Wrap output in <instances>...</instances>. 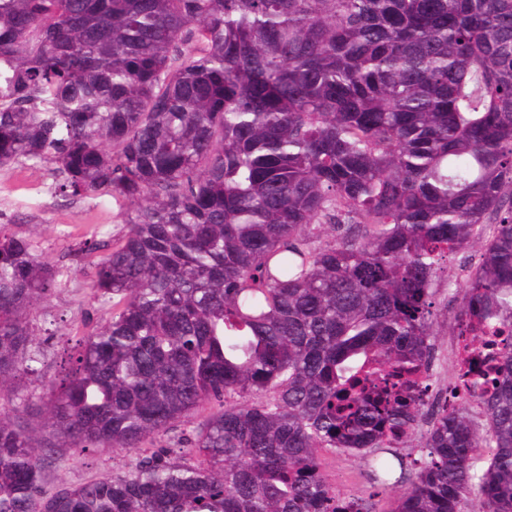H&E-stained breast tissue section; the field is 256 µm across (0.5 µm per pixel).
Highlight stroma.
<instances>
[{
    "mask_svg": "<svg viewBox=\"0 0 512 512\" xmlns=\"http://www.w3.org/2000/svg\"><path fill=\"white\" fill-rule=\"evenodd\" d=\"M55 166L23 164L0 169V224L31 240L42 260L57 266L59 286L31 316L34 343L46 366L41 374L27 376L23 394L41 395L57 372V361L70 351L80 333L100 326L105 312L90 295L89 259L77 249L93 239L98 225L108 234L122 233V208L109 197H70L54 191ZM457 300L440 296L436 309L437 351L431 385L436 398H443L453 375V322ZM325 474L337 493L372 498L377 512H390L400 489H374L365 468L355 457L325 450ZM127 454L100 448L88 453L64 448L51 473L52 483L84 484L122 468Z\"/></svg>",
    "mask_w": 512,
    "mask_h": 512,
    "instance_id": "1",
    "label": "stroma"
}]
</instances>
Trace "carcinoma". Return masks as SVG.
<instances>
[{"mask_svg":"<svg viewBox=\"0 0 512 512\" xmlns=\"http://www.w3.org/2000/svg\"><path fill=\"white\" fill-rule=\"evenodd\" d=\"M26 162L129 208L87 246L109 317L0 412V512H375L324 448L408 484L392 512H512V340L492 394L412 403L459 278L456 321L512 336V0H0V168ZM58 277L0 224V400ZM100 447L135 456L47 488ZM57 450L61 456L51 472L52 484L62 481L78 486L122 468L130 459L126 453L113 451L112 448H98L93 453L82 452L79 448Z\"/></svg>","mask_w":512,"mask_h":512,"instance_id":"1","label":"carcinoma"}]
</instances>
